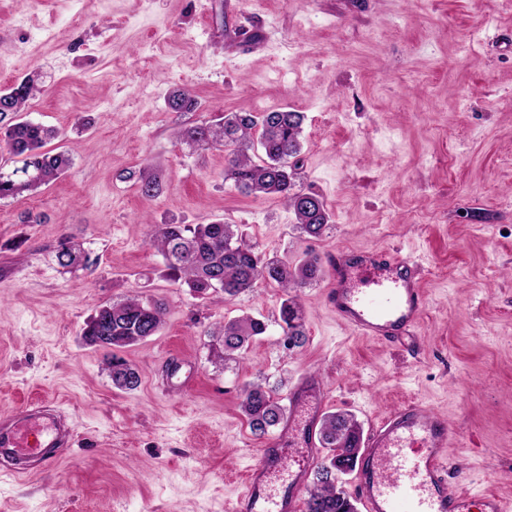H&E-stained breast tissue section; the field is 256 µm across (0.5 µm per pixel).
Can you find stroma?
<instances>
[{
	"label": "stroma",
	"instance_id": "35a3bbf8",
	"mask_svg": "<svg viewBox=\"0 0 512 512\" xmlns=\"http://www.w3.org/2000/svg\"><path fill=\"white\" fill-rule=\"evenodd\" d=\"M476 26L472 59L461 43ZM33 73L44 91L26 117L58 131L49 148L72 165L0 200V412L56 400L74 445L51 470L0 475V512H226L264 443L242 386L284 401L305 372L326 383V412L364 429L409 400L445 416L453 472L512 501V0H0V86ZM177 88L197 111L167 107ZM279 109L304 115L296 186L331 215L318 239L279 200L225 182L223 149L178 139L225 112ZM145 169L160 183L151 201ZM210 221L291 263L338 247L420 258L418 351L339 323L324 275L298 292L293 350L276 284L195 295L147 241L155 224ZM64 235L86 267L58 266ZM129 295L167 301L160 332L122 351L133 391L81 336ZM245 315L266 334L215 362L214 332ZM173 361L191 371L188 391L167 379Z\"/></svg>",
	"mask_w": 512,
	"mask_h": 512
}]
</instances>
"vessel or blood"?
<instances>
[{
    "instance_id": "b4317fda",
    "label": "vessel or blood",
    "mask_w": 512,
    "mask_h": 512,
    "mask_svg": "<svg viewBox=\"0 0 512 512\" xmlns=\"http://www.w3.org/2000/svg\"><path fill=\"white\" fill-rule=\"evenodd\" d=\"M325 269L331 282L325 304L351 331L386 344L415 339L427 306L418 259L339 247L326 254ZM326 395L316 379L306 374L297 378L281 434L265 442L245 472L232 512H300L312 467L322 453ZM70 419L45 399L1 415L0 472L22 478L63 459L73 445ZM452 439L447 421L415 401L379 417L354 463L353 491L364 512H512L501 497L470 491L450 477ZM289 440L301 448L300 459L289 455Z\"/></svg>"
}]
</instances>
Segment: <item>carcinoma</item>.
I'll use <instances>...</instances> for the list:
<instances>
[{
    "mask_svg": "<svg viewBox=\"0 0 512 512\" xmlns=\"http://www.w3.org/2000/svg\"><path fill=\"white\" fill-rule=\"evenodd\" d=\"M40 91L31 75L0 89V144L20 158V165L9 172L0 170V199L35 194L58 178L71 165L65 152L51 154L43 150L47 141L58 136L54 129L21 118L29 102ZM175 112H193L197 102L186 89H176L166 98ZM304 115L289 110H275L254 115L230 112L215 124H201L183 134V143L190 149L203 145L230 148L226 157L224 179L233 182L237 191L246 195L266 196L283 201L294 212L297 226L308 238L325 232L330 214L323 201L309 208L295 190L296 157L301 146ZM259 141L264 158L255 161L250 154L254 141ZM160 192L159 182L149 173L141 174V193L152 200ZM149 245L166 262L170 274L184 280L199 295L222 292L236 296L253 287L259 279L277 284L282 290L279 309L284 345L290 349L305 342L301 308L294 292L316 279L322 272L321 258L305 253L294 265L264 258L243 240L236 225L224 221L206 224H162L149 235ZM56 257L62 267L80 264V256L68 238L60 240ZM112 315L101 322L85 323L81 336L89 345L105 351L104 370L112 384L125 390L140 385L136 369L116 351L156 335L164 324L165 303L143 300L136 295L109 305ZM267 330L264 321L243 316L224 323L218 341L224 355L242 350L251 339ZM240 408L251 432L265 436L279 424L286 412L276 397V390L261 383L250 382L241 390ZM360 427L345 412H333L322 426L323 447L329 450L327 464L315 471V481L308 490L305 512H356L355 505L336 483V462L348 460L358 451Z\"/></svg>",
    "mask_w": 512,
    "mask_h": 512,
    "instance_id": "cac0c4a2",
    "label": "carcinoma"
}]
</instances>
